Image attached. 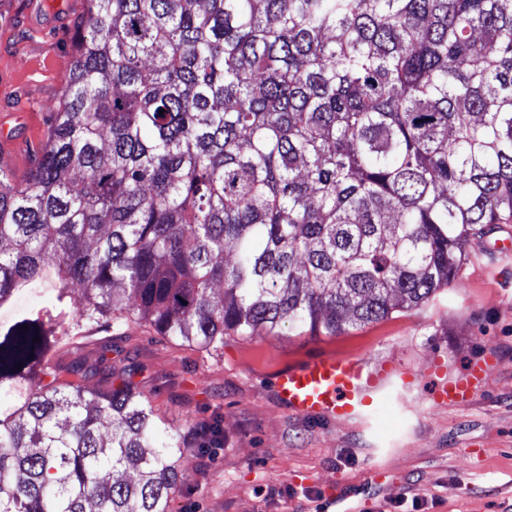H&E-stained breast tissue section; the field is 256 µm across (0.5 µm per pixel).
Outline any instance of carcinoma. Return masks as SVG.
<instances>
[{
	"instance_id": "1",
	"label": "carcinoma",
	"mask_w": 512,
	"mask_h": 512,
	"mask_svg": "<svg viewBox=\"0 0 512 512\" xmlns=\"http://www.w3.org/2000/svg\"><path fill=\"white\" fill-rule=\"evenodd\" d=\"M74 48L0 165V307L44 297L0 327V512H172L186 436L49 352L336 336L459 285L512 223V0H87Z\"/></svg>"
}]
</instances>
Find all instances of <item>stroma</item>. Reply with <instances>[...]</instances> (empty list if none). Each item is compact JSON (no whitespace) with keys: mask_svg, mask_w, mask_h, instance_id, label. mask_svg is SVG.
<instances>
[{"mask_svg":"<svg viewBox=\"0 0 512 512\" xmlns=\"http://www.w3.org/2000/svg\"><path fill=\"white\" fill-rule=\"evenodd\" d=\"M78 15L45 34L19 16L0 18L9 33L0 43V127L9 136L22 133L24 88L39 92L40 115L59 98ZM489 349L496 368L457 405L435 404L422 382L343 422L289 412L273 391L281 367L322 355L394 356L423 371L443 357L456 373ZM103 353L166 425L219 429L220 445L189 448L173 512H512V224L470 244L461 285L336 336L229 334L219 355L142 323L87 332L57 356L91 364Z\"/></svg>","mask_w":512,"mask_h":512,"instance_id":"stroma-1","label":"stroma"}]
</instances>
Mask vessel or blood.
<instances>
[{"label": "vessel or blood", "instance_id": "vessel-or-blood-1", "mask_svg": "<svg viewBox=\"0 0 512 512\" xmlns=\"http://www.w3.org/2000/svg\"><path fill=\"white\" fill-rule=\"evenodd\" d=\"M497 362L488 353L462 374L448 376L444 359H436L433 369L445 382L432 393L438 404H453L475 393ZM419 380L418 373L402 360L362 357L340 359L323 356L297 367L280 369L274 390L288 410L309 416L345 421L363 417L393 389H408Z\"/></svg>", "mask_w": 512, "mask_h": 512}]
</instances>
